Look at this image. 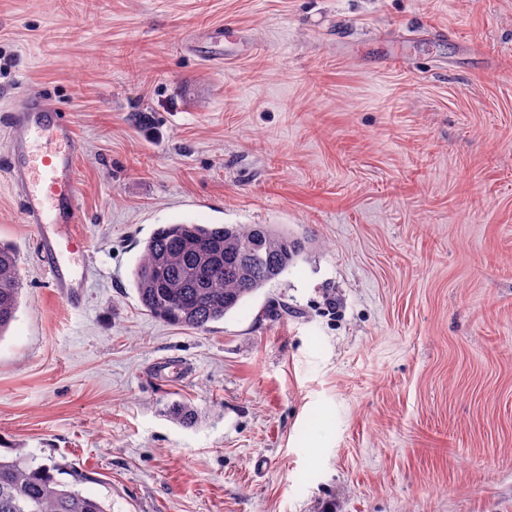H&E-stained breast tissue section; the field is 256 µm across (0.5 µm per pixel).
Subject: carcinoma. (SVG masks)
<instances>
[{"mask_svg": "<svg viewBox=\"0 0 512 512\" xmlns=\"http://www.w3.org/2000/svg\"><path fill=\"white\" fill-rule=\"evenodd\" d=\"M304 241L270 224H164L146 242L133 284L146 311L207 330L278 278ZM21 283L14 248L0 243V338L16 319ZM66 473L69 481L56 474ZM83 474L29 457H0V512H108L83 494Z\"/></svg>", "mask_w": 512, "mask_h": 512, "instance_id": "obj_1", "label": "carcinoma"}]
</instances>
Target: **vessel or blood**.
Listing matches in <instances>:
<instances>
[{"label":"vessel or blood","mask_w":512,"mask_h":512,"mask_svg":"<svg viewBox=\"0 0 512 512\" xmlns=\"http://www.w3.org/2000/svg\"><path fill=\"white\" fill-rule=\"evenodd\" d=\"M10 120L21 132L7 149L8 173L24 190L23 211L37 234L41 262L57 288L74 304L82 303L83 277L67 264L66 255L83 252L81 238L73 231L79 221L75 158L77 141L69 123L59 118L55 105L33 97L10 111ZM51 128L54 147L32 154L30 134Z\"/></svg>","instance_id":"b4317fda"}]
</instances>
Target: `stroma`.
I'll list each match as a JSON object with an SVG mask.
<instances>
[{
	"instance_id": "1",
	"label": "stroma",
	"mask_w": 512,
	"mask_h": 512,
	"mask_svg": "<svg viewBox=\"0 0 512 512\" xmlns=\"http://www.w3.org/2000/svg\"><path fill=\"white\" fill-rule=\"evenodd\" d=\"M30 97L91 273L50 287L0 168V455L111 512H512V0H0V110ZM177 223L305 249L188 330L132 284ZM21 289L15 250L0 243V339L16 319Z\"/></svg>"
}]
</instances>
